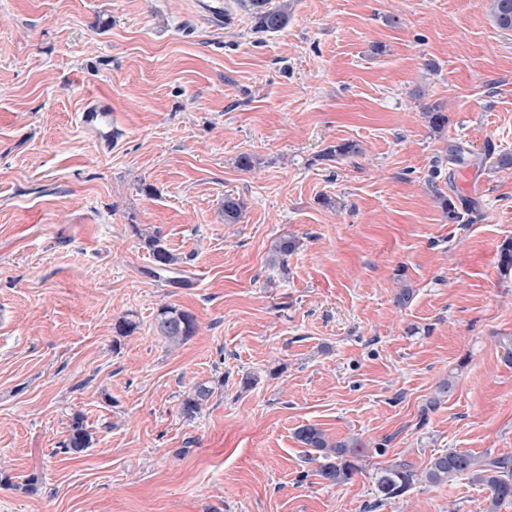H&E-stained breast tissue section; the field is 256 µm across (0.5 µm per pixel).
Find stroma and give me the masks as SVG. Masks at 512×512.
Returning <instances> with one entry per match:
<instances>
[{
    "label": "stroma",
    "instance_id": "1",
    "mask_svg": "<svg viewBox=\"0 0 512 512\" xmlns=\"http://www.w3.org/2000/svg\"><path fill=\"white\" fill-rule=\"evenodd\" d=\"M222 2L219 25L200 0H0V512H484L462 478L384 501L374 478L512 456V167L486 158L512 153V32L487 0H292L275 33ZM100 96L109 149L77 118ZM341 140L362 154L321 160ZM283 235L298 247L269 265ZM166 303L198 324L176 347L153 331ZM306 424L364 446L349 483L320 478ZM144 240L158 271L174 272L177 270L176 266L181 262L180 258L162 243L159 236H148ZM211 389L203 383L195 385L193 391L185 396L180 406V412L186 419H193L201 410V406L210 396ZM67 432V440L64 443L66 452L80 454L90 447L91 435L80 413H76L71 417Z\"/></svg>",
    "mask_w": 512,
    "mask_h": 512
}]
</instances>
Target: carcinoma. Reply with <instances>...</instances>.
Here are the masks:
<instances>
[{"label": "carcinoma", "instance_id": "carcinoma-1", "mask_svg": "<svg viewBox=\"0 0 512 512\" xmlns=\"http://www.w3.org/2000/svg\"><path fill=\"white\" fill-rule=\"evenodd\" d=\"M490 13L498 28L512 30V0H488ZM249 14L253 29L258 32H277L286 26L291 18L288 0H249ZM424 115L432 132L441 134L448 125V115L441 105L428 107ZM361 153L356 141H342L325 148L320 154L323 160H341ZM440 170H432L429 188L440 205L443 216L448 222L455 223L460 213L448 196L438 192L436 178ZM244 203L230 195L224 196V223L237 224L242 218ZM145 244L149 249L157 270L174 272L180 258L174 255L161 241L159 236H148ZM296 249V241L288 236L276 239L270 262L285 264V258ZM498 268L501 273H512V239L504 241L498 249ZM154 332L173 346L188 341L195 335L197 323L188 311L173 305L161 306L154 318ZM211 389L204 383L195 385L193 391L185 396L180 412L188 420L193 419L201 406L210 396ZM300 443L314 450L323 459L319 476L330 486L350 482L359 472L360 456L363 448L356 439H339L331 442L324 431L314 425H303L296 431ZM91 445V435L84 418L77 413L71 417L64 449L73 454L84 452ZM464 477L472 483L488 487L491 493L485 512H499V508L512 501V458L494 457L489 452L472 453L448 451L433 457L426 470L418 472L406 461H398L380 468L376 473L375 487L382 499L400 498L410 492L418 483L429 486L446 484Z\"/></svg>", "mask_w": 512, "mask_h": 512}]
</instances>
